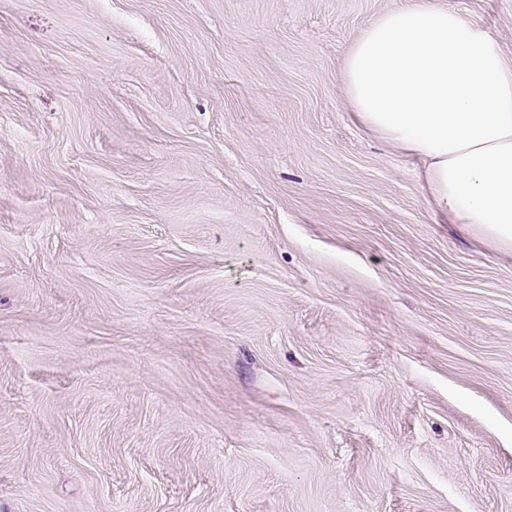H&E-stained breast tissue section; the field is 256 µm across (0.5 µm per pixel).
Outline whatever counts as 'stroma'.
<instances>
[{
    "label": "stroma",
    "instance_id": "35a3bbf8",
    "mask_svg": "<svg viewBox=\"0 0 512 512\" xmlns=\"http://www.w3.org/2000/svg\"><path fill=\"white\" fill-rule=\"evenodd\" d=\"M405 2L0 0V512H512V253L341 90Z\"/></svg>",
    "mask_w": 512,
    "mask_h": 512
}]
</instances>
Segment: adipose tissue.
<instances>
[{"mask_svg":"<svg viewBox=\"0 0 512 512\" xmlns=\"http://www.w3.org/2000/svg\"><path fill=\"white\" fill-rule=\"evenodd\" d=\"M341 83L364 127L423 163L437 211L512 251V63L488 30L409 0L353 41Z\"/></svg>","mask_w":512,"mask_h":512,"instance_id":"1","label":"adipose tissue"}]
</instances>
